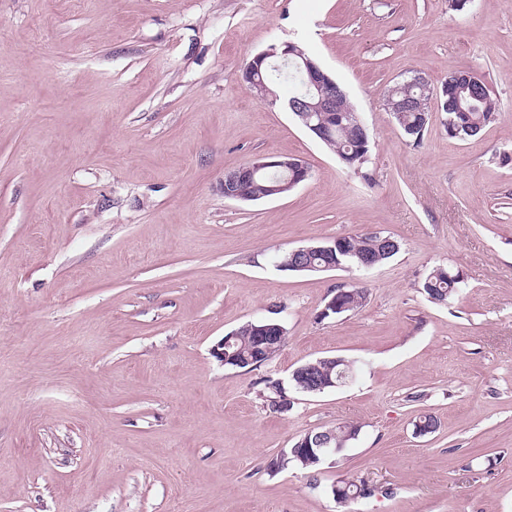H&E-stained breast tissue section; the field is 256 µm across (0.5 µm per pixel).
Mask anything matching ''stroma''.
<instances>
[{
  "mask_svg": "<svg viewBox=\"0 0 512 512\" xmlns=\"http://www.w3.org/2000/svg\"><path fill=\"white\" fill-rule=\"evenodd\" d=\"M303 44L372 134L369 178L241 80ZM483 77L473 140L430 99L423 142L390 86ZM306 161L288 194L225 199V170ZM380 231L362 272H288L284 250ZM438 265L463 281L422 290ZM365 305L330 317L334 289ZM277 316L252 368L212 353ZM356 364L319 394L291 376ZM281 382L284 414L261 396ZM438 421L419 436L423 415ZM358 437L310 472H273L311 431ZM375 493L344 504L331 488ZM0 512H512V0H0ZM461 275L449 270L448 267L438 266L431 270L423 283V291L434 303L447 304L455 296ZM334 294H338L336 296L337 299L341 301V305L346 306L342 312H336V299L327 303L326 307L322 311V314H328V307L331 310H335L336 315L343 314L346 312H352L358 310L362 307L366 301V293L364 288L356 287V286H340L337 287Z\"/></svg>",
  "mask_w": 512,
  "mask_h": 512,
  "instance_id": "stroma-1",
  "label": "stroma"
}]
</instances>
